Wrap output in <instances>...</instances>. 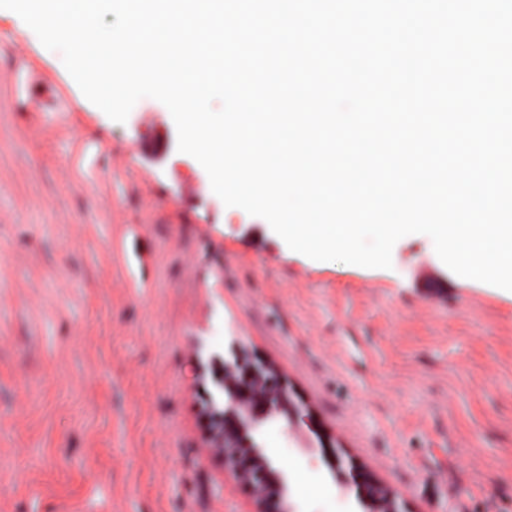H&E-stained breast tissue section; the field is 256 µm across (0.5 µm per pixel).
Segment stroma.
Masks as SVG:
<instances>
[{
    "mask_svg": "<svg viewBox=\"0 0 512 512\" xmlns=\"http://www.w3.org/2000/svg\"><path fill=\"white\" fill-rule=\"evenodd\" d=\"M2 68L0 512H245L210 445L228 336L313 417L261 435L300 512H351L340 462L407 512H512V292L424 234L389 270L292 251L224 205L164 104L112 121L0 9Z\"/></svg>",
    "mask_w": 512,
    "mask_h": 512,
    "instance_id": "35a3bbf8",
    "label": "stroma"
}]
</instances>
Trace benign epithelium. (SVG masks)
I'll return each mask as SVG.
<instances>
[{
	"instance_id": "benign-epithelium-1",
	"label": "benign epithelium",
	"mask_w": 512,
	"mask_h": 512,
	"mask_svg": "<svg viewBox=\"0 0 512 512\" xmlns=\"http://www.w3.org/2000/svg\"><path fill=\"white\" fill-rule=\"evenodd\" d=\"M211 403L213 447L224 454L230 467L259 506L258 512H298L290 499L288 469L274 465L262 447L260 434L275 418L293 420L300 409L288 389L278 381L272 363L250 360L233 341L224 355ZM350 485L361 512H404L395 492L367 473L353 469Z\"/></svg>"
}]
</instances>
